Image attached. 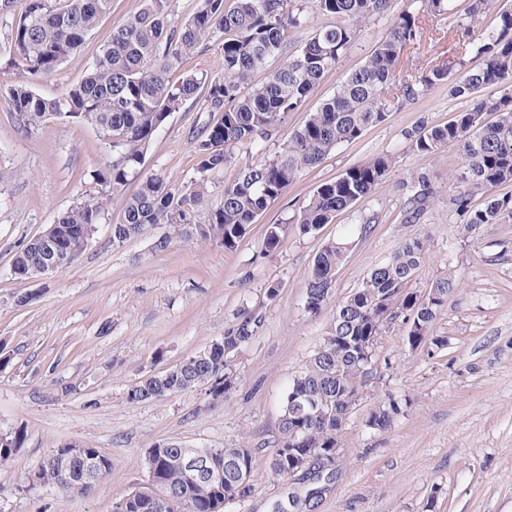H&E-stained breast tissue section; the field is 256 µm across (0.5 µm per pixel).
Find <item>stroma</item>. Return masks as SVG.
Listing matches in <instances>:
<instances>
[{"label": "stroma", "mask_w": 512, "mask_h": 512, "mask_svg": "<svg viewBox=\"0 0 512 512\" xmlns=\"http://www.w3.org/2000/svg\"><path fill=\"white\" fill-rule=\"evenodd\" d=\"M398 5L419 22L405 66L453 65L462 37L456 26L466 20L468 0H452L445 20L424 11L421 0ZM140 6L141 0H112L110 15L56 73L35 80V90L62 95L92 65L113 26ZM392 19L387 12L362 25L336 69L289 113L286 129L301 125L365 63ZM461 70L453 65L451 78ZM466 106L445 84L394 102L386 121L304 171L235 250L180 241L155 251V238L166 231L161 224L113 247L109 227L124 219L116 200L76 264L54 277L21 281L10 272L15 253L79 195L96 193L90 173L112 150L86 124L50 118L27 131L0 96V168L10 174L0 184V432L21 427L27 434L11 463L0 468V512H113L146 480V449L165 441L254 448V490L230 512H272L291 490L305 496L304 484L289 486L269 470L288 381L322 341L338 303L399 243L420 234L429 236L430 252L409 290H425L451 271L460 281L435 324L448 345L410 350L405 324L390 325L378 345L380 383L371 400H392L402 410L383 432L366 427V407L354 410L340 436L339 473L314 512H512V220L467 231L466 214L450 202L461 165L457 147L427 156L406 137L451 121ZM209 119L188 104L173 112L145 153L144 172L176 187L186 183L198 167L195 135ZM380 154L394 156L395 164L370 196L318 234L292 228L277 250H264L267 225L285 222L317 186ZM422 173L433 199L419 223L408 224L403 211ZM333 239L348 240L350 248L325 307L310 315L308 278ZM273 281L281 283V294L269 302L265 288ZM24 293L33 301L17 305ZM256 306L264 327L235 354L238 386L224 405L209 407L201 387L150 402L127 400L141 377L223 337L241 310ZM60 443L93 446L111 459V474L92 495L26 489L25 477Z\"/></svg>", "instance_id": "1"}]
</instances>
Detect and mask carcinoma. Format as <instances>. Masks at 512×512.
<instances>
[{
	"label": "carcinoma",
	"mask_w": 512,
	"mask_h": 512,
	"mask_svg": "<svg viewBox=\"0 0 512 512\" xmlns=\"http://www.w3.org/2000/svg\"><path fill=\"white\" fill-rule=\"evenodd\" d=\"M170 3L142 0L139 10L113 27L111 41L83 78L57 97L40 95L31 80L51 76L80 49L99 21L110 14L112 0H24L23 10L8 27L5 66L26 75L4 88L13 114L30 130L48 117L89 124L112 148V156L91 174L100 187L97 194L76 198L46 228L62 240L70 266L88 243L79 228L105 219L100 206L103 195L122 199L124 221L112 225L116 247L163 224L168 232L154 241L158 252L167 250L176 239L232 251L302 171L317 166L368 127L387 120L390 99H414L448 81V67L443 64L398 79L404 50L416 40L417 24L408 10L394 14L388 33L367 61L349 73L302 126L288 133L268 161L244 167L224 183L222 203L211 207L207 203L210 177L232 164V150L263 149L277 138L288 112L309 99L325 73L335 69L348 52L358 27L389 11L394 0H312L313 7L333 22L316 29L293 52L289 51L288 32L301 28L305 21L298 0H198L196 10L181 21L172 18ZM491 11L497 27L467 37L457 46L460 56L483 59L481 67L468 71L451 87L452 95L471 101L470 107L444 125L424 127L410 135L413 148L425 155H434L449 144L458 147L462 165L454 175V202L463 210L468 208V186L493 189L512 182V10L498 7V0H469L472 25ZM217 37L222 38L221 74L191 73L177 83L169 80V71L182 58ZM275 59L282 60L281 65L269 68ZM258 71L266 72L265 80L251 88L252 75ZM489 86L503 87L506 93L498 98L481 95ZM188 102L201 104L202 111L219 118L208 124L197 142L195 176L174 189L156 174L142 175L140 166L144 152L172 112ZM485 112L499 113L498 120L482 123ZM393 165L394 158L382 154L344 170L319 185L287 224L297 225L305 235L317 233L338 213L370 195ZM135 177L140 179L138 191L123 196V187ZM430 196L429 179L422 174L415 180L407 221L420 218ZM506 217L512 218V199L492 196L470 213L468 224L471 228L499 224ZM285 229L286 224L267 226L265 250L278 248ZM43 240L41 235L30 238L14 255L18 278L28 279L42 264ZM349 246L345 240L331 241L317 255L306 289L309 314L321 313ZM429 249L427 237L401 243L387 261L371 270L360 288L336 306L326 336L306 367L289 381L282 402L280 443L270 460L273 475L288 477L286 452L290 448H300L318 462L336 447V435L343 431L356 401L368 394L359 341L385 332L381 305L400 314L410 349L427 343L448 346L446 337L435 336L431 330L448 295L459 286L455 274L450 271L433 282L434 297L421 305L419 296L406 289ZM263 325L261 308L243 311L217 343L167 373L136 382L128 389L127 399L153 401L204 386L210 406L224 404L236 387V381H228L232 363L224 346L239 350L257 337ZM398 411L393 401L376 404L366 423L385 431ZM24 440V430L19 428L0 434V467L10 463ZM67 452L66 444L50 450L39 466L41 486L85 496L109 477L112 461L99 449L82 448L59 465L56 455ZM207 452L212 465L222 472L218 481L204 479L184 466L183 457L194 449L177 442L156 445L144 457L146 484L125 497L121 512H226L228 505L249 497L254 449L242 444ZM320 491V484L309 485L303 500L290 492L274 504V512H296L299 502H315Z\"/></svg>",
	"instance_id": "1"
}]
</instances>
